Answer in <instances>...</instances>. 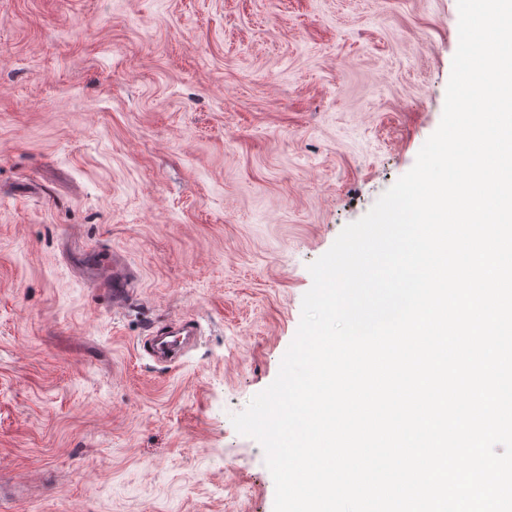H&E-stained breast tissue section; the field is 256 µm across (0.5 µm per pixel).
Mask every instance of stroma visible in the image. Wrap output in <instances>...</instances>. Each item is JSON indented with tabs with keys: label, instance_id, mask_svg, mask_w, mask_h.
Wrapping results in <instances>:
<instances>
[{
	"label": "stroma",
	"instance_id": "35a3bbf8",
	"mask_svg": "<svg viewBox=\"0 0 512 512\" xmlns=\"http://www.w3.org/2000/svg\"><path fill=\"white\" fill-rule=\"evenodd\" d=\"M457 0H0V512H274L231 417L438 128ZM105 251L137 297L92 286ZM190 321L178 366L151 327ZM167 327V325H164L159 330L146 336L143 340V347L152 357H158L164 359L168 364H173L179 360L182 355V349L180 345H175L173 342L164 340L162 336L168 334V332H160Z\"/></svg>",
	"mask_w": 512,
	"mask_h": 512
}]
</instances>
